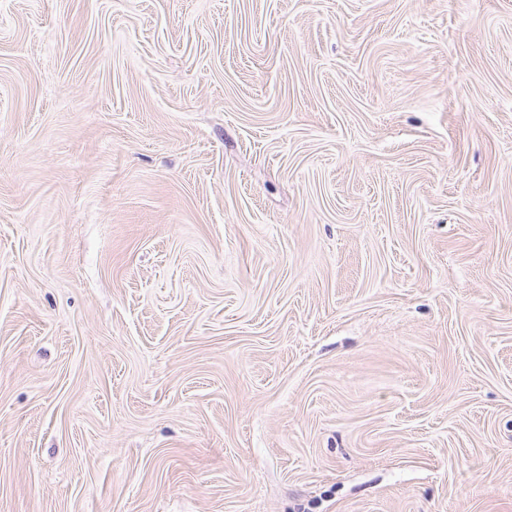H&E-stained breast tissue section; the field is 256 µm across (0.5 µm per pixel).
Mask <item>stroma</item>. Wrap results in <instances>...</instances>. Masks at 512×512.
Here are the masks:
<instances>
[{
  "label": "stroma",
  "instance_id": "35a3bbf8",
  "mask_svg": "<svg viewBox=\"0 0 512 512\" xmlns=\"http://www.w3.org/2000/svg\"><path fill=\"white\" fill-rule=\"evenodd\" d=\"M0 512H512V0H0Z\"/></svg>",
  "mask_w": 512,
  "mask_h": 512
}]
</instances>
